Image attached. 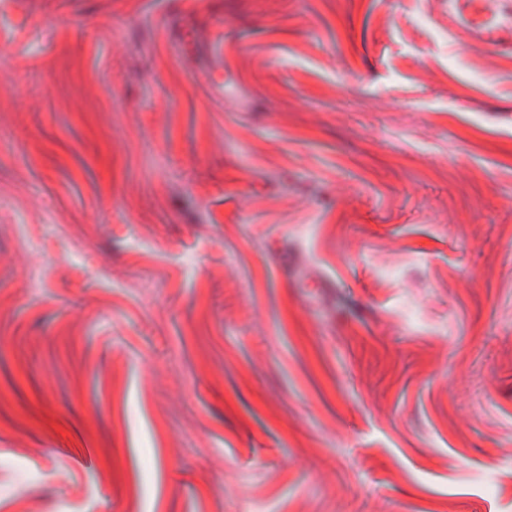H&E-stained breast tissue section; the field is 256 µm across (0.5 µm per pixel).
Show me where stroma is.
I'll return each mask as SVG.
<instances>
[{
    "label": "stroma",
    "mask_w": 512,
    "mask_h": 512,
    "mask_svg": "<svg viewBox=\"0 0 512 512\" xmlns=\"http://www.w3.org/2000/svg\"><path fill=\"white\" fill-rule=\"evenodd\" d=\"M0 512H512V0H0Z\"/></svg>",
    "instance_id": "stroma-1"
}]
</instances>
